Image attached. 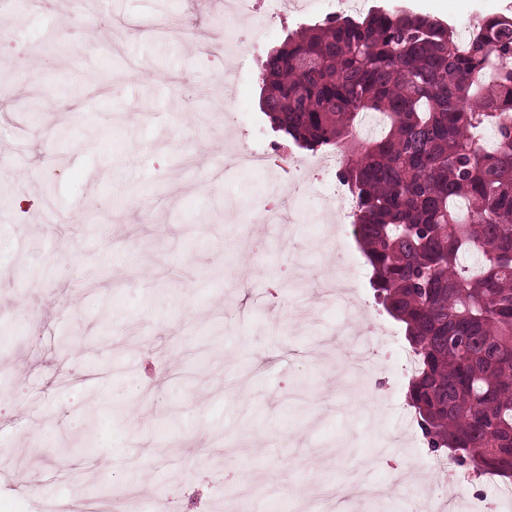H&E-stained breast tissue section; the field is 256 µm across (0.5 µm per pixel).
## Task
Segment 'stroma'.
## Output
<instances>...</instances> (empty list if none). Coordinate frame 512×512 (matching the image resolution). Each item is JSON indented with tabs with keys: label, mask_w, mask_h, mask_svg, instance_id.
<instances>
[{
	"label": "stroma",
	"mask_w": 512,
	"mask_h": 512,
	"mask_svg": "<svg viewBox=\"0 0 512 512\" xmlns=\"http://www.w3.org/2000/svg\"><path fill=\"white\" fill-rule=\"evenodd\" d=\"M511 3L360 0L454 25ZM325 8L305 0L228 57L196 49L223 32L224 0L0 7V512H62L105 482L135 487L128 512H163L166 495L188 512H297L325 485L345 494L334 512H415L423 489L449 512L477 491L512 512L496 478L421 470L401 361L365 354L367 400L337 387L343 309L320 295L318 241L348 252L349 294L377 327L399 344L404 328L335 211L312 194L300 220L256 223L251 204L288 184L224 172L230 147L278 144L261 62ZM15 29L25 48L3 41ZM93 262L105 274L88 292ZM96 392L110 407L87 457L75 444Z\"/></svg>",
	"instance_id": "stroma-1"
}]
</instances>
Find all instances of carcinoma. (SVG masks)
<instances>
[{
  "instance_id": "carcinoma-1",
  "label": "carcinoma",
  "mask_w": 512,
  "mask_h": 512,
  "mask_svg": "<svg viewBox=\"0 0 512 512\" xmlns=\"http://www.w3.org/2000/svg\"><path fill=\"white\" fill-rule=\"evenodd\" d=\"M279 139L346 154L338 178L375 299L405 325L424 445L512 477V15L460 45L447 23L385 9L291 35L262 64ZM388 129L354 142L357 118Z\"/></svg>"
}]
</instances>
